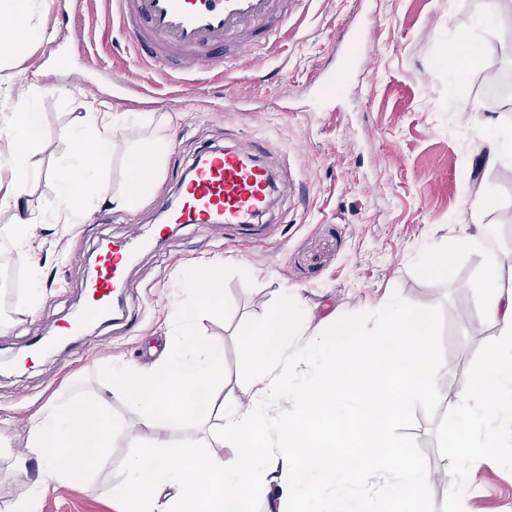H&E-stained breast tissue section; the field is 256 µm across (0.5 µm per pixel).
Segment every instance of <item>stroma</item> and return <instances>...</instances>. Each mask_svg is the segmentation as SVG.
Listing matches in <instances>:
<instances>
[{
  "instance_id": "1",
  "label": "stroma",
  "mask_w": 512,
  "mask_h": 512,
  "mask_svg": "<svg viewBox=\"0 0 512 512\" xmlns=\"http://www.w3.org/2000/svg\"><path fill=\"white\" fill-rule=\"evenodd\" d=\"M491 10L493 25L477 27ZM117 12L116 0H35L32 22L56 47L47 52L31 42L0 63V128L33 91L45 129L30 156L38 174L24 195L36 219L42 299L27 309L28 267L0 251V314L10 319L0 328V362L79 306L101 239L144 236L204 148L261 144L264 163L288 192L260 219L255 240L220 224L174 225L130 270L118 321L94 325L22 372L0 371V438L20 450L28 420L58 391L105 397L112 365H150L168 340V302L183 269L217 259L224 313L201 315L198 333L224 350L226 399L249 386L239 367L241 326L263 317L283 293L306 309L299 330L307 338L328 334L335 317L365 324L364 309L400 297L435 324L433 395L408 397L390 430L411 462L435 476L423 512H455L460 496L470 512H512V445L457 465L446 447L454 432L448 391L466 382L496 343L494 328L474 319L483 258L455 253L451 272L439 278L421 260L483 224L494 229L495 249L512 259V162L490 168L482 153L486 135L512 132V93L490 96L494 76L512 74V8H494L493 0H305L283 22V41L235 61L227 76L193 74L194 93L175 100L165 82L156 97L139 94L156 76L139 64L122 28L108 25ZM369 12L378 18L371 64L346 78L340 111H319L313 76L335 71L337 30L358 26ZM463 32L477 57L451 76L438 68L442 48ZM77 35L82 57L68 50ZM92 100L116 112L167 117L169 146L152 195L136 210L104 206L80 223L59 224L56 184L70 152L68 131ZM479 189L487 202L476 218L471 202ZM111 405L119 431L110 468L91 481L48 487L40 512H119L109 486L122 479L126 457L156 434L120 400ZM451 465L459 469L454 495L442 478Z\"/></svg>"
}]
</instances>
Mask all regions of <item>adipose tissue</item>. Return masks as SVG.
<instances>
[{
    "instance_id": "adipose-tissue-1",
    "label": "adipose tissue",
    "mask_w": 512,
    "mask_h": 512,
    "mask_svg": "<svg viewBox=\"0 0 512 512\" xmlns=\"http://www.w3.org/2000/svg\"><path fill=\"white\" fill-rule=\"evenodd\" d=\"M31 0H0V11L22 17L12 34L0 36V58L17 54L32 41L44 39L42 27L30 23ZM154 128L152 137L136 143L132 159L149 155L159 166L168 147L165 125L154 113L129 116L106 104L87 108L85 119L70 132L71 151L57 182L56 220L80 221L89 201L132 211L153 191V184L132 175L120 193H111L105 171L112 157V133L130 125ZM0 135L11 144L10 162L17 172L12 187L0 191V248L25 257L29 267L28 304L41 299V269L30 224L23 213L24 188L36 174L30 150L43 136V120L34 96L21 103L14 121ZM490 226L475 236L457 239V251L480 253L484 274L480 321L498 330L497 344L484 367L448 395L452 415L466 434L449 441L453 458L489 454L512 444V262L492 249ZM184 297L168 309L172 341L147 368L125 364L112 370V395L123 400L140 424L158 431L152 445L131 455L123 480L112 489L122 512H242L260 501L264 512H325L320 489L328 483L355 481L365 470L381 472L378 503L417 505L425 498L431 476L409 462L390 438V427L404 410L393 395L399 385L411 394L427 393L432 358V316L411 310L390 298L378 314L377 326L355 329L334 322V344L327 338L298 341L302 312L289 294L260 321L241 331L242 366L252 384L245 402L216 403L214 391L224 376V351L197 332L202 313L224 310L223 280L215 264H198L182 273ZM315 361L317 373L307 383L294 379L297 367ZM294 414L273 416L281 403ZM220 423L212 433V451L187 438L168 442L164 434L186 422ZM353 425L355 443L345 447L337 428ZM115 435L112 412L104 399L63 393L50 401L27 428L26 450L15 454L0 471V483L23 473L37 461L38 476L26 496L6 503L0 512H38L48 486H67L105 468ZM237 449L234 465L224 463L222 448Z\"/></svg>"
}]
</instances>
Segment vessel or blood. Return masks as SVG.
<instances>
[{"label": "vessel or blood", "instance_id": "vessel-or-blood-1", "mask_svg": "<svg viewBox=\"0 0 512 512\" xmlns=\"http://www.w3.org/2000/svg\"><path fill=\"white\" fill-rule=\"evenodd\" d=\"M298 0H119L118 23L143 65L160 79L171 71L204 69L223 72L260 42L270 40L281 15ZM375 16L356 30H341L345 44L342 68H349L360 45H373ZM257 145L210 150L197 156L180 199L171 207L173 224L221 223L247 238L258 234L256 216L264 214L277 186L262 162ZM138 238L113 240L102 248L96 275L87 286L84 318L92 321L110 312L115 293L127 283V266L140 250Z\"/></svg>", "mask_w": 512, "mask_h": 512}]
</instances>
